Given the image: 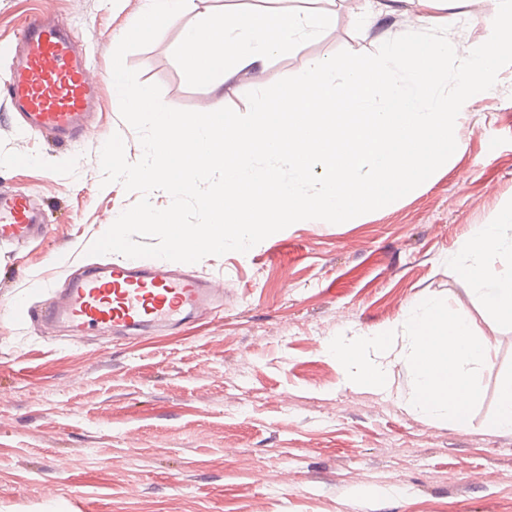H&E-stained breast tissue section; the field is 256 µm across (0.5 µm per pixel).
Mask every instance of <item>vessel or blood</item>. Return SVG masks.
<instances>
[{
    "mask_svg": "<svg viewBox=\"0 0 512 512\" xmlns=\"http://www.w3.org/2000/svg\"><path fill=\"white\" fill-rule=\"evenodd\" d=\"M101 90L84 44L65 20L45 8L22 26L0 84L12 119L49 146H67L89 133ZM43 222L28 195L0 190V247L30 242ZM220 299L209 279L181 267L118 257L68 275L40 317L77 336L92 329L138 335L212 312Z\"/></svg>",
    "mask_w": 512,
    "mask_h": 512,
    "instance_id": "b4317fda",
    "label": "vessel or blood"
}]
</instances>
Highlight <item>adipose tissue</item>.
Returning <instances> with one entry per match:
<instances>
[{
	"label": "adipose tissue",
	"mask_w": 512,
	"mask_h": 512,
	"mask_svg": "<svg viewBox=\"0 0 512 512\" xmlns=\"http://www.w3.org/2000/svg\"><path fill=\"white\" fill-rule=\"evenodd\" d=\"M326 23L325 17L310 12L270 7L235 14L230 25L207 17L185 31L177 52L190 73L205 80L234 65L260 72L269 55L316 37ZM462 252L463 279L492 314L512 321V270L499 272L491 265L494 256L512 257V211L500 223L473 227Z\"/></svg>",
	"instance_id": "obj_1"
}]
</instances>
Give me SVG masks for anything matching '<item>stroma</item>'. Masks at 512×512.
<instances>
[{
	"instance_id": "1",
	"label": "stroma",
	"mask_w": 512,
	"mask_h": 512,
	"mask_svg": "<svg viewBox=\"0 0 512 512\" xmlns=\"http://www.w3.org/2000/svg\"><path fill=\"white\" fill-rule=\"evenodd\" d=\"M262 0H201L174 17L125 64L158 84L172 108L247 112L248 91L300 74L340 50L373 53L388 38L428 29L417 0H316L329 24L318 36L248 69L194 77L176 47L204 16ZM146 0H0L3 49L44 6L71 23L93 71ZM448 0L447 37L458 56L485 42L498 0L469 16ZM457 149L401 199L341 224L297 222L248 252L191 264L224 281V313L141 336H75L14 316L42 306L105 225L139 198L102 185L99 152L121 134L128 161L142 148L104 85L98 128L52 148L0 107V189L24 191L48 217L45 236L0 251V512H512V431L487 426L512 376V323L491 317L461 278L460 244L472 225L512 210V65L468 99ZM435 297L465 310L492 346L479 374L484 396L467 427L429 420L411 405L409 365L393 368L391 395L345 384L323 351L339 334L395 331L405 309Z\"/></svg>"
}]
</instances>
